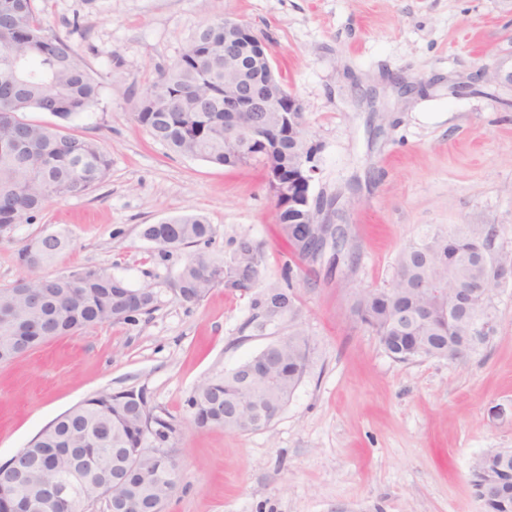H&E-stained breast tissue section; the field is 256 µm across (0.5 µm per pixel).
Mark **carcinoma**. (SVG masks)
I'll return each mask as SVG.
<instances>
[{"instance_id":"cac0c4a2","label":"carcinoma","mask_w":512,"mask_h":512,"mask_svg":"<svg viewBox=\"0 0 512 512\" xmlns=\"http://www.w3.org/2000/svg\"><path fill=\"white\" fill-rule=\"evenodd\" d=\"M98 85L82 56L57 36L45 34L33 0H0V226L32 224L55 200L81 196L103 181L110 167L104 148L84 137L66 133L59 125L29 121L28 112H49L68 120L91 109ZM136 121L151 137L176 153L214 164L238 167L253 162L278 165L285 179L299 175L300 156L285 135L293 114L267 112L272 150L224 140V21L204 23L179 58L158 72L145 90ZM307 187L297 181L293 199L274 201L277 222L295 257L310 253L305 242L318 215L306 205ZM144 236L171 237L176 247L211 241L214 230L203 218L184 215L159 224H146ZM493 230L460 224L446 229L426 227L418 239L404 247L396 259L388 288L355 291L351 310L377 336L382 348L399 362L422 358L448 359L455 353L468 358L488 347L491 339L471 336L474 319L495 323L492 301L469 314L451 309L457 279L489 275L493 260L488 252ZM69 245L62 231L41 233L18 251L24 267L36 269L51 262ZM262 248L249 238L237 241L230 260L211 261L202 253L188 256L181 271V300L197 303L212 288L248 294L260 281ZM427 278L444 291L440 299L414 288ZM48 282L55 289L51 303L42 307L19 294L15 285L0 288V309L8 306L27 318L42 311L51 336H66L107 322H134L154 309V300H138L139 290L103 270L85 268L69 274L27 279L35 292ZM258 304L288 311L295 307L285 290L268 288ZM20 326L0 324V365L19 358L13 351ZM311 347L303 331L295 328L288 341L270 343L264 354L266 374L243 384L231 370L203 381L189 400L199 427H220L229 433L252 430V423L267 411L284 407L304 377ZM177 432L169 413L149 403L143 388L98 393L57 417L27 446L21 467L24 479L13 482L0 475V501L15 512H28L27 502L59 484L69 495L41 500L37 512H90L94 502L79 499L83 485H106L110 495L132 502L130 512H164L179 482L176 457L151 448L159 438L168 448ZM473 486L485 512H512V506L487 493L500 480L512 487V463L491 453L472 466Z\"/></svg>"}]
</instances>
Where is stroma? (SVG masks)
<instances>
[{"instance_id": "stroma-1", "label": "stroma", "mask_w": 512, "mask_h": 512, "mask_svg": "<svg viewBox=\"0 0 512 512\" xmlns=\"http://www.w3.org/2000/svg\"><path fill=\"white\" fill-rule=\"evenodd\" d=\"M99 85L66 121L105 148L110 170L79 197L0 236V288L27 276L18 251L45 230L69 246L38 275L86 267L147 287L151 313L52 339L0 366V464L52 420L105 390L145 388L180 422V483L165 512H485L471 483L483 453L512 448V282L493 287L497 332L480 355L401 363L351 314V294L390 287L402 248L432 225L495 228L512 258V0H34ZM231 18L268 42L318 146L312 194L336 197L355 263L335 275L292 258L261 166L173 153L137 112L159 69L208 20ZM183 214L214 228L199 252L221 263L246 237L264 252L262 285L217 287L187 304V250L141 229ZM297 310L265 316L262 290ZM308 336L306 374L266 428H201L188 400L291 327ZM258 304L263 305L267 312L273 307L284 308L288 311L289 321H294L296 318L295 307L288 292L284 289L267 288L266 292L262 294V300L258 301Z\"/></svg>"}]
</instances>
